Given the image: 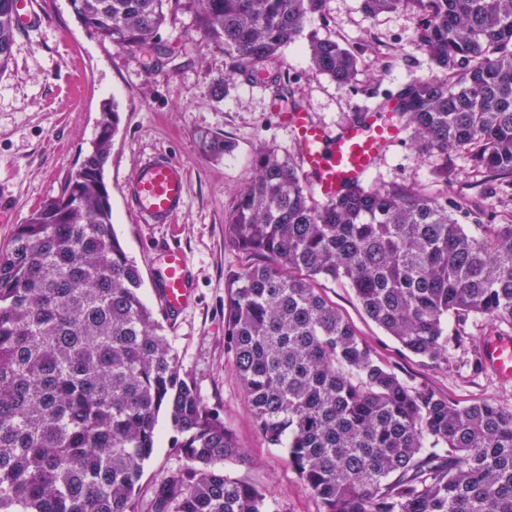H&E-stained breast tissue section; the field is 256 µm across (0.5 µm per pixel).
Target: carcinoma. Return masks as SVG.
Segmentation results:
<instances>
[{
  "mask_svg": "<svg viewBox=\"0 0 512 512\" xmlns=\"http://www.w3.org/2000/svg\"><path fill=\"white\" fill-rule=\"evenodd\" d=\"M0 0V71L16 34ZM178 0H70L78 20L143 48ZM224 42V79L288 93L282 49L325 0H188ZM411 8L435 75L378 102L422 153H464L494 192L512 191V0H362ZM310 61L357 88L360 61L313 38ZM119 112L103 105L91 151L0 249V512H140L159 416L192 466L154 488L148 512H269L224 467L240 458L220 415L181 376L167 318L141 298V270L112 231L104 180ZM204 155L234 143L199 134ZM224 236L259 256L225 281L224 346L268 445L283 449L322 512H512V409L460 405L400 377L319 288H350L407 352L438 364L475 316L512 325V216L457 218V201L405 185H362L316 204L291 160L257 154ZM456 326L448 334V322Z\"/></svg>",
  "mask_w": 512,
  "mask_h": 512,
  "instance_id": "carcinoma-1",
  "label": "carcinoma"
}]
</instances>
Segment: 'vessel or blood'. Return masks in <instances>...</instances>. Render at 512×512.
Wrapping results in <instances>:
<instances>
[{
	"mask_svg": "<svg viewBox=\"0 0 512 512\" xmlns=\"http://www.w3.org/2000/svg\"><path fill=\"white\" fill-rule=\"evenodd\" d=\"M35 0H16L15 24L26 32L40 25ZM278 116L295 141L313 189L324 199L335 200L363 184L377 161L401 135L389 109L365 108L359 121L329 128L316 122L303 106L291 105ZM187 169L184 163L160 153L147 158L136 175L123 184L127 207L138 223L169 224L186 203ZM156 296L170 316H178L194 300L189 280V259L179 248L160 250ZM487 368L499 379L512 380V338L491 336L481 345Z\"/></svg>",
	"mask_w": 512,
	"mask_h": 512,
	"instance_id": "b4317fda",
	"label": "vessel or blood"
}]
</instances>
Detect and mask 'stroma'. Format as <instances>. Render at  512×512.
Here are the masks:
<instances>
[{
    "label": "stroma",
    "instance_id": "obj_1",
    "mask_svg": "<svg viewBox=\"0 0 512 512\" xmlns=\"http://www.w3.org/2000/svg\"><path fill=\"white\" fill-rule=\"evenodd\" d=\"M37 5L41 26L17 33L11 62L0 72V206L12 213L10 223H0V247L35 207L60 194L97 136L103 103L115 102L119 130L104 170L112 225L142 271L147 305L156 303L154 277L160 264L154 248L175 245L190 258L196 299L177 325L169 326L167 339L182 376L220 413L240 447V461L227 465V472L260 488L270 512H321L320 501L286 454L269 446L256 430L224 348L225 276L252 262L226 242L225 220L254 174L258 151L270 148L284 158L297 155L271 92L239 81L225 84L224 46L204 37L186 0L168 13L154 47L133 50L116 48L88 31L69 0H37ZM312 35L336 41L360 58L356 89L339 87L311 66L307 46ZM283 59L293 100L332 128L350 123L362 106L375 104L378 94L432 70L430 59L415 45L412 10L370 16L360 0H327L324 14L308 16L299 38L284 48ZM205 131L230 138L234 150L218 159L205 156L198 141ZM157 153L171 154L187 166V206L173 223L140 224L128 210L121 186L144 159ZM448 162L455 173L445 182L436 174V157L418 153L408 136L377 164L369 181L423 188L467 206L512 211V196L488 195L463 154ZM320 288L403 378L463 405L488 400L512 409V381L465 366L472 349L486 337H512V327L472 318L468 344L452 349L447 363L434 365L386 336L351 289L330 280L321 281ZM158 428L140 482L144 504L155 485L189 464L173 451L176 435L167 422Z\"/></svg>",
    "mask_w": 512,
    "mask_h": 512
}]
</instances>
